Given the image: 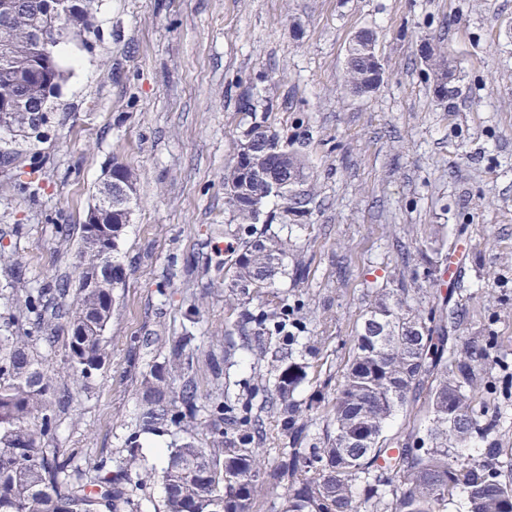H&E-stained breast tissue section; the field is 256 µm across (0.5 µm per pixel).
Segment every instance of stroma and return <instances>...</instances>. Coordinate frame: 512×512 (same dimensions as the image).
Returning a JSON list of instances; mask_svg holds the SVG:
<instances>
[{
    "label": "stroma",
    "instance_id": "obj_1",
    "mask_svg": "<svg viewBox=\"0 0 512 512\" xmlns=\"http://www.w3.org/2000/svg\"><path fill=\"white\" fill-rule=\"evenodd\" d=\"M383 65L373 93L344 86L356 36ZM447 55L459 94L442 102L424 48ZM55 51L61 96L42 139L17 140L36 201L0 177V250L37 283L77 288L79 232L113 164L135 174L115 261L108 356L57 421L54 445L83 470L119 460L141 411V375L196 309L203 395H245L266 373L248 350L214 379L226 302L218 257L238 251L224 173L254 124L306 159V212L272 203L306 263L297 289L313 347L295 393L333 397L373 286L461 293L464 335L492 337L486 362L512 449V0H97L92 28ZM71 229L62 239L59 226ZM444 252L424 249L435 230ZM410 258L402 260L397 247Z\"/></svg>",
    "mask_w": 512,
    "mask_h": 512
}]
</instances>
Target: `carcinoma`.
<instances>
[{
  "label": "carcinoma",
  "instance_id": "cac0c4a2",
  "mask_svg": "<svg viewBox=\"0 0 512 512\" xmlns=\"http://www.w3.org/2000/svg\"><path fill=\"white\" fill-rule=\"evenodd\" d=\"M12 0L0 15V122L38 130L49 120L53 99L45 82H63L65 70L45 53L38 32L50 17L80 38L89 29L94 0ZM365 39L351 50L346 86L370 81ZM11 178L23 198L36 199L38 185L21 180L17 156ZM288 170L279 197L302 210L307 200L291 192L305 169L301 155L253 127L234 164L224 175V194L239 224L242 249L224 272L229 301L245 305L237 324L224 333V361L236 353L234 335L255 342L267 361L275 396L258 410L275 419L288 448L266 472L255 443L252 400L229 392L201 402L193 378L185 376L196 349L191 331L169 346L163 363L151 366L140 388L143 432L175 425L186 433L171 449L161 471L163 512H253L255 501L284 490V512H447L463 497L464 512H512V464L493 439L500 416L479 411L474 394L485 388L484 365L490 337L462 336V304L448 295L423 302L407 288H375L352 357L343 369L322 433L310 434L309 417L325 398L301 403L294 398L307 377V364L269 345L274 337L292 345L306 329L304 305L270 291L284 259L296 244L272 230L264 213L269 185L258 172ZM78 289L32 284L18 261L0 257L11 272L14 311L0 336V512H135L133 472L141 469L140 434L125 442L127 455L117 466H97V477L83 478L78 465L52 447L59 414L86 388L107 357L105 332L112 316L113 290L123 268L99 269L95 240L80 232ZM97 287H84L89 278ZM70 332L65 366L42 368L36 347L53 343L57 329ZM180 387H174L176 379ZM419 407L424 424L384 435L400 412Z\"/></svg>",
  "mask_w": 512,
  "mask_h": 512
}]
</instances>
